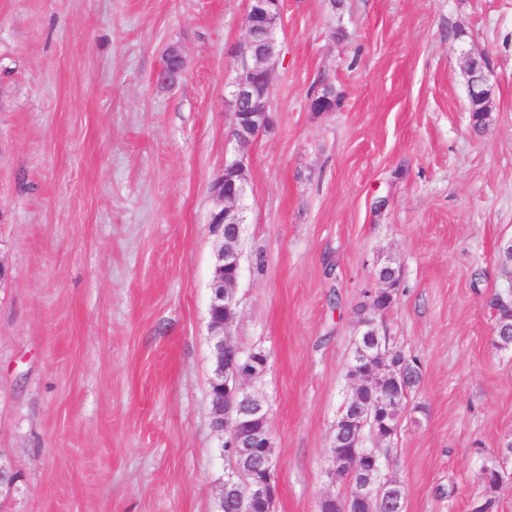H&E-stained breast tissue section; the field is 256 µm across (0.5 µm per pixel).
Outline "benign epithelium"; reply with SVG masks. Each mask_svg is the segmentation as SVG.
I'll return each instance as SVG.
<instances>
[{"label": "benign epithelium", "mask_w": 512, "mask_h": 512, "mask_svg": "<svg viewBox=\"0 0 512 512\" xmlns=\"http://www.w3.org/2000/svg\"><path fill=\"white\" fill-rule=\"evenodd\" d=\"M281 21V0H249L246 47L249 62L236 77L229 101L237 155L224 162V174L211 186L218 207L209 224V231L217 242L209 284V331L215 354L224 359L223 371L211 378L214 386L224 389V406L219 408L213 429L221 437L228 431L237 435L240 447L246 453L262 435L256 424L268 421V408L264 398L246 390L245 382L263 376L269 359L253 362L252 373H242L238 367L242 353L232 343L229 328L237 306L236 290L242 270L237 245L244 224L243 201L248 184L246 160L255 138L269 130L273 61L278 55L277 31ZM470 71L481 73V83L467 86L469 100L473 106L482 107L492 97L486 57L465 54L464 72ZM12 471L11 462L0 455V508L16 489L15 483L6 478ZM386 489L387 485L379 478L365 473L355 496L360 501L381 499L386 496ZM276 496L277 487L269 481L250 484L243 494L249 503L264 505L265 512H273Z\"/></svg>", "instance_id": "7a95c632"}]
</instances>
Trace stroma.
<instances>
[{"label": "stroma", "instance_id": "stroma-1", "mask_svg": "<svg viewBox=\"0 0 512 512\" xmlns=\"http://www.w3.org/2000/svg\"><path fill=\"white\" fill-rule=\"evenodd\" d=\"M248 0H0V452L5 512H215L212 183ZM344 36H337V29ZM272 128L250 149L232 340L265 351L273 512L341 494L328 449L361 290L423 375L388 444L405 512H472L512 472V0H283ZM185 67L157 75L169 47ZM487 56L475 135L461 63ZM343 92L312 112L321 83ZM498 471L497 466L494 460H490L485 463L483 466V472L489 475L488 479L484 480V489H483V502H486L487 508L484 510L485 512H496L497 510V491L499 486L495 481V473Z\"/></svg>", "mask_w": 512, "mask_h": 512}]
</instances>
